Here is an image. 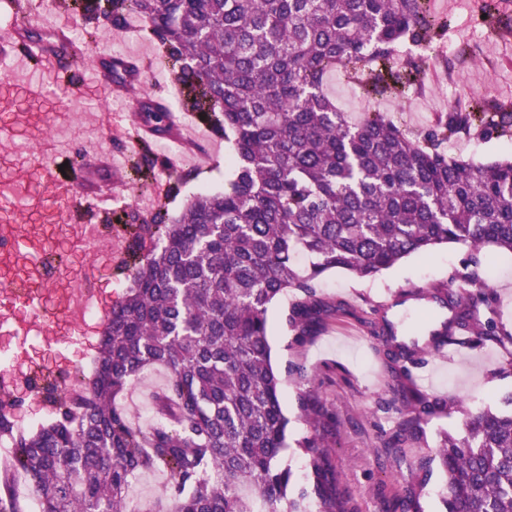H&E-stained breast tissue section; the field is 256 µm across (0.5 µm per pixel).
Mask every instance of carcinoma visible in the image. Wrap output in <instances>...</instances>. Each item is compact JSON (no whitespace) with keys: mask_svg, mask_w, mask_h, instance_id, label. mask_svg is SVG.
I'll return each mask as SVG.
<instances>
[{"mask_svg":"<svg viewBox=\"0 0 512 512\" xmlns=\"http://www.w3.org/2000/svg\"><path fill=\"white\" fill-rule=\"evenodd\" d=\"M131 17L163 48L159 64L190 90L196 111L224 125L234 178L176 217L159 208L136 226L132 250L144 235L162 245L134 254L132 285L112 304L90 376L55 402L49 421L29 429L0 411V440L12 448L0 460V512H25L20 474L39 512H135L131 481L157 470L173 478L174 492L150 512H307L309 498L320 512H352L325 444L332 415L308 392L298 409L309 431L296 442L307 486L289 495L268 306L294 294L285 321L303 345L329 311L316 288L327 271L372 278L448 244L512 253V161L466 163L440 150L463 131L512 130V103L476 100L418 136L385 112L352 122L327 95L336 70L359 79L368 97L422 84L425 63L391 61L403 42L431 48L447 34L430 0H107L94 5L86 34ZM141 112L170 132L168 105ZM457 278L467 287L397 296V306L448 310L426 335L400 336L388 312L374 310L392 393L408 408L388 446L396 457L421 421L445 408L412 385L428 349L512 343L491 317L494 289L467 266ZM154 366L167 371L161 422L142 428L118 399ZM453 409L460 421L419 461L417 485L437 468L442 512H512V410L472 413L461 400ZM385 512H421L415 487Z\"/></svg>","mask_w":512,"mask_h":512,"instance_id":"obj_1","label":"carcinoma"}]
</instances>
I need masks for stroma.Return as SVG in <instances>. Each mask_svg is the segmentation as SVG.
<instances>
[{"label": "stroma", "instance_id": "1", "mask_svg": "<svg viewBox=\"0 0 512 512\" xmlns=\"http://www.w3.org/2000/svg\"><path fill=\"white\" fill-rule=\"evenodd\" d=\"M431 5L435 13L450 18L451 26L448 42L430 52L425 85L405 96L393 94L369 102L350 83L332 75L327 79V89L342 111L357 118L367 110H380L389 113L402 129L422 134L439 115L458 110L470 100L512 101V32L492 35L476 30L475 0H431ZM84 52V87L78 99H70L66 83L46 69L0 82V90L10 94L22 111L42 113L44 119L37 130L15 128L14 146L0 147V180L17 179L30 193H44V169L56 167L57 162L52 159L42 167L32 161V154L44 141L70 139L77 126H84L85 113L95 112L103 115L104 121L97 127H84V136L110 148L112 166L91 171L88 178L113 198L124 199L113 223L122 224L125 213L132 209L147 216L162 206L175 216L193 196L223 191L232 176L226 162L228 144L221 128L201 121L196 128L202 136L194 149L184 152L186 162L181 170H173L167 163L171 154L180 151L176 143L164 149L155 143L149 146L150 176L157 185L174 184V191L160 197L141 189L130 177L126 163L133 149L122 135L126 119L138 97L159 95L161 86L172 84L174 78L171 71L156 69L127 94L116 95L95 74L93 59L111 54L159 55L157 41L143 32L140 20L99 30L93 41L85 43ZM32 84L44 86L41 100L29 98L28 87ZM65 98L71 101L69 116L59 121L52 105ZM445 149L451 157L476 163L506 160L512 158V135L487 138L474 131L448 141ZM471 257L468 247L451 244L423 257L406 258L370 279L340 269L326 272L316 287L333 310L316 336L302 347L290 346L291 334L282 319L290 296L280 297L269 308L268 340L272 363L282 380L283 408L290 419L288 438L293 442L308 431L306 424L297 419L296 398L300 390L310 391L334 415L327 439L337 477L351 498L354 512H384L414 481L416 461L428 449L439 446L443 433L453 430L459 419L455 413L437 412L422 422L418 438L408 444L404 457L388 455L387 444L404 414L388 403L393 381L376 353L378 340L369 325L372 310L383 305L395 317L401 313L394 305L401 290L434 284L456 287L455 274ZM479 257V273L496 292L493 317L512 330V255L488 247ZM66 261L93 272L95 284L94 315L64 330L62 353L71 368L90 365L97 328L131 281L129 275L95 266L91 250L83 245L67 248ZM511 357V351L492 344L468 350L466 359L456 363H443L437 355L428 357L425 369L433 373L434 381L420 383L419 388L443 400H465L467 409L473 412L489 406L507 409V400L512 397V374L503 373L502 367ZM165 379L162 369L144 370L122 396V405L137 425L151 426V416L156 412L154 396Z\"/></svg>", "mask_w": 512, "mask_h": 512}]
</instances>
